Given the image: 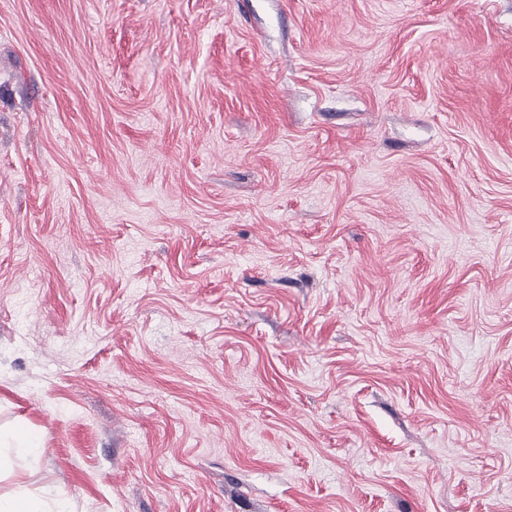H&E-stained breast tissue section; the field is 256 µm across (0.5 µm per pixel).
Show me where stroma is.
<instances>
[{
	"label": "stroma",
	"instance_id": "35a3bbf8",
	"mask_svg": "<svg viewBox=\"0 0 512 512\" xmlns=\"http://www.w3.org/2000/svg\"><path fill=\"white\" fill-rule=\"evenodd\" d=\"M0 494L512 512V0H0ZM0 447L14 448L18 453L30 455L39 448V439L29 432H5L0 427Z\"/></svg>",
	"mask_w": 512,
	"mask_h": 512
}]
</instances>
